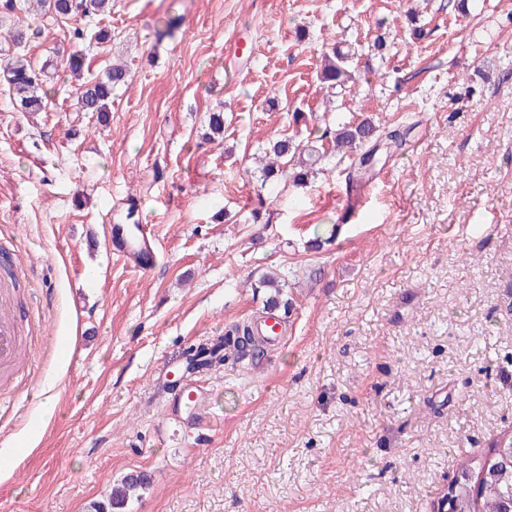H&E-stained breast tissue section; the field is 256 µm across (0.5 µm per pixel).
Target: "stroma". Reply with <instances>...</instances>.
Returning <instances> with one entry per match:
<instances>
[{"mask_svg":"<svg viewBox=\"0 0 512 512\" xmlns=\"http://www.w3.org/2000/svg\"><path fill=\"white\" fill-rule=\"evenodd\" d=\"M28 21L56 76L35 114L0 84L29 375L0 384V435L22 444L0 512H89L129 474L149 485L123 512H431L512 431V0H112L111 41L83 45L85 78L129 67L104 117L75 111L61 69L93 18ZM378 37L356 95L328 100L324 54ZM327 110L403 145L358 183L332 157L262 181L255 153ZM132 198L164 245L146 273L102 234ZM272 271L284 335L197 374L206 436L165 421L166 364L264 316ZM48 385L55 415L26 442Z\"/></svg>","mask_w":512,"mask_h":512,"instance_id":"stroma-1","label":"stroma"}]
</instances>
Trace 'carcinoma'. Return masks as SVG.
<instances>
[{
	"label": "carcinoma",
	"mask_w": 512,
	"mask_h": 512,
	"mask_svg": "<svg viewBox=\"0 0 512 512\" xmlns=\"http://www.w3.org/2000/svg\"><path fill=\"white\" fill-rule=\"evenodd\" d=\"M37 5L42 15L67 18L87 13L103 16L110 12V0H0V13L15 15L21 12L31 13V5ZM38 28L18 26L7 31L8 42L14 47L12 55L0 65V82L7 85L16 105L23 112H41L44 110L45 95L39 94L50 80L48 69L36 68L21 52L23 45L40 37ZM71 38L78 44L90 38L98 43H105L110 34L101 27L91 34L76 28ZM356 52L333 51L326 57L324 66L318 74V80L327 88L343 89L353 81L352 65ZM130 72L122 64L109 67L104 77L89 80L81 85L77 99V109L81 112H98L104 114L110 110L112 93L125 85ZM333 143L336 151L343 148L353 149L371 145L366 155H371L379 147L385 149L398 148L402 145L403 134L393 129L384 134L379 133V126L370 118L358 123L338 121L328 124L321 129L317 139H307L295 142L284 138L269 144L268 162L263 168L264 180L287 177L295 185L305 182L308 173L319 169L321 162L327 157V143ZM260 284L274 291L267 303L269 307L280 304L282 284L277 275L264 277ZM263 338L254 335L253 323L238 322L224 331V335L211 342L191 347L192 353L188 358L190 369H210L228 361L237 364L244 360L247 350L257 349ZM497 444H492L488 453L474 461L467 460L461 465V473L473 476L469 484L471 492L459 496V490L454 484L448 485V494L452 495V506L459 512H506L505 503L512 500V462L495 455ZM145 485L141 475L124 477L120 484L112 488L108 504H99L95 512H118L129 498Z\"/></svg>",
	"instance_id": "1"
}]
</instances>
